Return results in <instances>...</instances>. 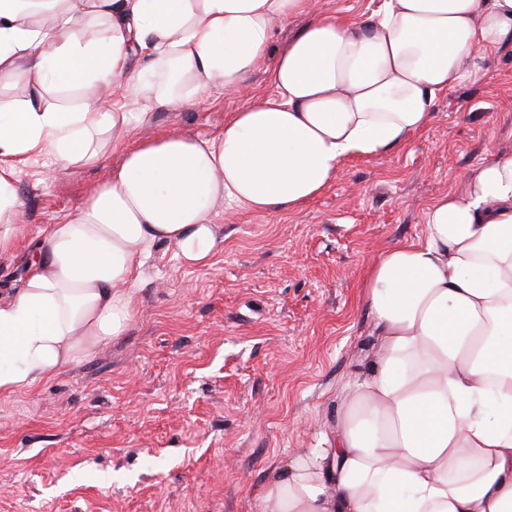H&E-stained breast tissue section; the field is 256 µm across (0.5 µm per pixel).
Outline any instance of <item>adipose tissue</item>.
Segmentation results:
<instances>
[{"mask_svg":"<svg viewBox=\"0 0 512 512\" xmlns=\"http://www.w3.org/2000/svg\"><path fill=\"white\" fill-rule=\"evenodd\" d=\"M306 10L307 0H0V81L28 88L0 113V253L23 223L16 165L122 155L44 229L21 290L0 297V395L123 336L157 244L211 266L224 248L217 203L264 214L315 198L347 158L428 126L438 96L480 82L512 37V0H383L363 21L319 17L282 47L274 95L214 135L131 149L147 113L45 100L94 85L160 106L215 84L239 92L275 23ZM366 288L368 365L342 388L341 421L290 454L261 512H512V158L434 199L422 237L377 261Z\"/></svg>","mask_w":512,"mask_h":512,"instance_id":"ef3b65f1","label":"adipose tissue"}]
</instances>
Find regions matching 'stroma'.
Masks as SVG:
<instances>
[{
  "mask_svg": "<svg viewBox=\"0 0 512 512\" xmlns=\"http://www.w3.org/2000/svg\"><path fill=\"white\" fill-rule=\"evenodd\" d=\"M380 0H308L277 23L242 92L222 86L152 106L129 145L213 134L255 98L308 21L367 17ZM512 157V39L478 84L440 95L430 124L397 148L344 162L317 197L283 213L223 205L224 250L188 268L154 247L126 336L33 389L0 395V512H260L259 495L297 448L336 423L341 386L374 338L363 282L396 244L422 236L437 197ZM119 161L13 176L27 229L0 257V292L22 286L37 234L95 191Z\"/></svg>",
  "mask_w": 512,
  "mask_h": 512,
  "instance_id": "1",
  "label": "stroma"
}]
</instances>
